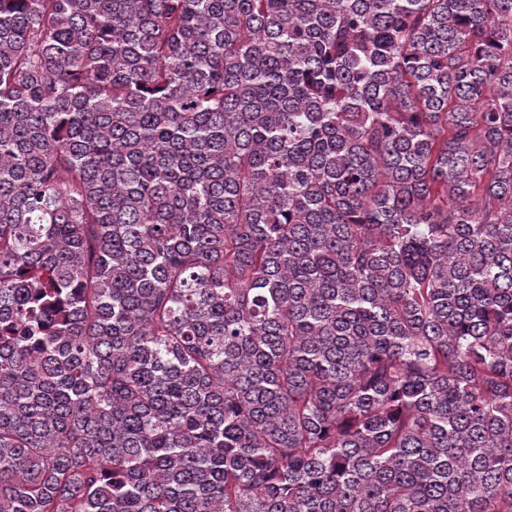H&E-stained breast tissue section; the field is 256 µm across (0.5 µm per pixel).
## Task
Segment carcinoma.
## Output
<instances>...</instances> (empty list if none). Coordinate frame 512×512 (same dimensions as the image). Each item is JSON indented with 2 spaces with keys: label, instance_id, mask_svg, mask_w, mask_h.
Here are the masks:
<instances>
[{
  "label": "carcinoma",
  "instance_id": "carcinoma-1",
  "mask_svg": "<svg viewBox=\"0 0 512 512\" xmlns=\"http://www.w3.org/2000/svg\"><path fill=\"white\" fill-rule=\"evenodd\" d=\"M0 512H512V0H0Z\"/></svg>",
  "mask_w": 512,
  "mask_h": 512
}]
</instances>
